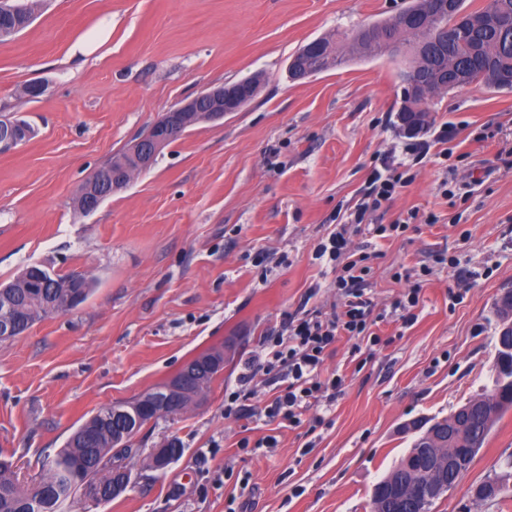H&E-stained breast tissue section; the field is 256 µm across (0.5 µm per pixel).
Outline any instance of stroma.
Instances as JSON below:
<instances>
[{
	"label": "stroma",
	"mask_w": 512,
	"mask_h": 512,
	"mask_svg": "<svg viewBox=\"0 0 512 512\" xmlns=\"http://www.w3.org/2000/svg\"><path fill=\"white\" fill-rule=\"evenodd\" d=\"M408 2L42 0L32 23L0 41V119L22 115L37 129L0 153V284L32 264L93 281L76 309L0 341V457L21 480H38L100 407L217 347L224 369L203 403L134 439L142 456L177 441L181 457L161 474L134 462L122 495L104 506L82 496L69 512H226L232 496L245 512H370L374 484L410 446L402 425L448 417L492 388L495 303L512 289V93L470 86L430 99L418 135L430 142L448 127L454 195L442 193L430 153L375 214L379 224L417 215L367 261L378 308L421 283L416 322H377L382 344L360 370L337 342L323 370L343 374L345 388L315 432L224 415L225 388L283 312L303 302L327 318L339 312L313 246L377 158L409 141L397 120L400 60L352 57L297 81L288 60ZM107 15L109 41L70 55ZM256 72L266 83L246 108L191 127L93 213L74 209L80 184L171 107ZM33 82L44 91L30 99L21 89ZM268 435L277 447H258ZM511 456L512 410L431 512H512V497L474 494ZM228 463L249 475L246 489L225 479Z\"/></svg>",
	"instance_id": "35a3bbf8"
}]
</instances>
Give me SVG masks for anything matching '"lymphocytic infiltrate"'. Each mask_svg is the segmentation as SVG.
<instances>
[{"label":"lymphocytic infiltrate","instance_id":"obj_1","mask_svg":"<svg viewBox=\"0 0 512 512\" xmlns=\"http://www.w3.org/2000/svg\"><path fill=\"white\" fill-rule=\"evenodd\" d=\"M429 150V144L419 143L406 148L405 158L390 156L384 158L380 166L371 168L363 194L346 223L337 225L313 251L316 260L336 273L332 286L341 298L340 312L325 320L319 313L306 309L285 313L279 331L267 340L262 363H255L251 358L243 362L238 389L224 396L225 416H240V389L253 382L258 370H281L285 373V386L264 406L263 415L289 428L299 427L306 421L315 427L324 424V412L333 405L345 382L338 373L324 375L323 363L328 352L342 339L350 342V352L354 355L365 348L373 349L381 342L373 330L377 319L373 315L372 293L366 283L369 273L366 257L351 251L349 227L366 225L370 236L379 239L404 234L409 227L408 220L372 224L368 218L400 188L413 181V158Z\"/></svg>","mask_w":512,"mask_h":512}]
</instances>
